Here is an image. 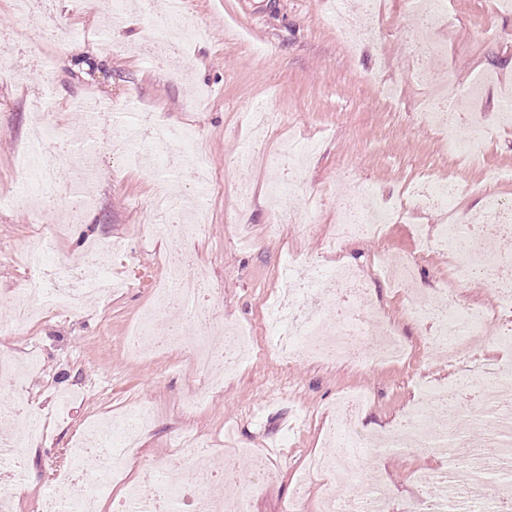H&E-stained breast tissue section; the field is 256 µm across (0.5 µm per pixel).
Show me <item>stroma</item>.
Instances as JSON below:
<instances>
[{
    "label": "stroma",
    "instance_id": "obj_1",
    "mask_svg": "<svg viewBox=\"0 0 512 512\" xmlns=\"http://www.w3.org/2000/svg\"><path fill=\"white\" fill-rule=\"evenodd\" d=\"M127 2L121 33L112 39V53L106 54L98 37L112 15L109 0H97L92 11L85 0H51L50 10L86 35L78 43L84 67L64 66L68 46L36 42L25 50V79L0 75V190L21 185L15 158L33 125L30 104L45 93L38 77L48 56H55L60 64L53 79V122L64 136L55 162L62 182L78 187L88 151L96 153L93 196L81 223L61 227L58 258L81 266L91 244L116 240L121 251L100 250L97 261L104 269H122L132 282L113 295L109 310L93 303L80 312L0 334V351L36 352L40 367L27 378L29 409L57 420L51 440L22 451L31 478L19 482L0 476V491L9 496L11 512H39L46 494L64 492L57 474L70 462L73 435L85 422L136 401L150 408L154 422L140 441L138 455L123 465L103 497L102 512H112L113 498L137 484L143 470L153 468L166 476L188 467L174 445L179 431L192 429L215 440L209 469L221 472L228 425L247 448L236 464L241 475L237 490L248 495L249 512H289L296 477L308 457L333 452L325 438L334 418L327 407L341 390L370 393L359 428L362 434L382 436L396 429L412 404L416 389L411 374L447 378L448 361L431 346L428 329L408 318L410 296L372 279L369 298L376 316L400 328L412 349L410 365L359 370L349 364L304 361L284 375L273 337L263 336V354L211 392L204 405L194 406L200 378L187 353L178 349L137 357L122 343L129 327L151 305V290L170 248L164 225L143 236L140 204L161 186L186 187L183 165L160 168L147 157L137 167L126 168L109 157L107 143L117 130L140 124L149 113L170 127L190 126L202 134L203 159L224 191L205 202L209 232L189 242L194 262L186 271L204 269L212 284L205 304L224 329L232 330L258 319L277 286L273 273L288 257L370 269L379 249L376 239L349 240L337 253L325 248L336 204L350 181H365L378 195L395 199L424 169L437 177L451 172L475 181L493 170L512 168V124L498 120L499 86L512 83V13L498 11L496 0H450L448 17L437 34L442 50L433 66L455 75L456 83L447 93L456 102L459 127H466L474 111L483 113L488 123L484 162L471 167L448 156L439 135L418 121L423 90L412 77L413 0H377L373 16L363 12L361 0H349V11L360 26H373L379 18L386 25L380 38L360 44L354 53L337 39L326 0H188L205 35L188 47L190 76L180 82L169 78L161 54L147 55L141 43L143 27L161 20L164 0ZM488 28L498 31V41L485 39ZM372 70L379 84L364 81ZM480 71L494 73L496 81L473 104L461 91ZM384 85L394 89L395 102L383 98ZM86 95L121 102L125 108L90 133L70 108L73 99ZM262 106L276 112L278 120L264 140L255 142L247 138L245 125L249 112ZM291 137L319 143L301 170L309 193L325 199L321 212H309L300 195L278 188L288 179L287 170L276 166L278 153ZM245 153L251 157L252 202L242 209L236 162ZM279 212L298 215L300 221L275 227ZM35 230L27 210L0 209V327L10 322L13 300L37 280V271L17 261ZM265 444L272 447L268 463L276 477L271 481L254 473L249 454ZM436 460L423 447L357 457L343 477H314L302 510L316 512L318 499L326 493L363 497L365 475L374 468L382 485V512H413L420 494L414 476Z\"/></svg>",
    "mask_w": 512,
    "mask_h": 512
}]
</instances>
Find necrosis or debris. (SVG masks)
<instances>
[{"label":"necrosis or debris","mask_w":512,"mask_h":512,"mask_svg":"<svg viewBox=\"0 0 512 512\" xmlns=\"http://www.w3.org/2000/svg\"><path fill=\"white\" fill-rule=\"evenodd\" d=\"M447 14L448 0H424L418 14L413 75L417 83L431 89L422 101L420 114L422 118L441 122L451 153L477 161L483 156L487 141L484 120L473 118L467 130H460L447 94L432 90L436 83L449 86L454 82L453 74H437L431 65L440 50L436 27ZM194 38V29L182 17L172 16L165 25L150 29L144 43L146 48L177 55L181 44ZM39 109L43 118L27 139L23 190L18 194H1L0 206L24 205L33 223L38 224L50 203L62 214L64 223H79L83 212L74 206L73 194L60 190L56 169L49 161L60 135L49 120L55 110L53 98L42 99ZM149 131L151 139L147 142L135 134L118 136L110 143L111 154L128 165L139 159L146 144L164 159L173 154L190 157L197 153L195 132L179 131L156 121L150 123ZM511 179L512 172L508 170L492 173L478 187L486 203L484 212L468 217L462 224L433 225L422 252L397 267L378 271L380 277L396 282L398 287H412L413 270L423 260L425 251L441 247L454 259L453 277L457 283L479 278L495 289L500 302L493 310L462 303L455 290L444 288L412 309L416 322L429 328L433 347L447 357L450 365L456 366V378L442 387H421L404 423L382 438L361 434L358 429L369 401L367 394L359 390L343 395L336 404V426L332 431L337 452L317 459L313 464L315 470L343 471L345 464L366 448L427 447L439 452L441 461L436 470L418 479L423 495L417 512H482L487 504L512 500V360L492 363L482 353L487 326L494 321H512V256L493 247L496 240L512 235V205L499 199L494 189L497 182ZM461 192L462 187L454 178L418 177L409 181L407 199L391 203L378 199L369 185L352 183L336 207V231L330 242L338 245L358 237L383 238L386 225L411 223L415 215L430 208L452 209ZM144 208L151 220L170 222L172 254L164 269L166 287L154 289L150 310L126 336L125 344L143 354L175 347L186 349L199 376L222 381L260 356L256 329L251 326L235 335H225L203 304L211 288L206 274H184L185 243L205 235L208 227L181 222L179 193L154 195ZM62 273V280L53 289L43 292L30 288L14 300L11 330L26 328L39 313H75L88 303L111 299V272L90 276L83 269L68 266ZM277 276L284 284V292L275 304L264 309L262 319L277 337L281 364L313 360L376 366L405 356L406 347L394 329L377 320L360 318V309L367 306V281L357 268L339 265L314 274L303 261L292 257L278 269ZM331 279L336 282L337 294L333 322L324 323L313 314L300 315V302L317 296L322 284ZM174 306L188 313L193 323L192 335L155 334L156 316ZM363 343L369 346L367 354L354 352V345ZM26 401V396L20 393L12 402L0 404V427L12 431L8 444L0 447L1 461L14 459L17 449L30 447L44 433V422L41 417L31 416ZM464 418L480 424V432L461 434L459 424ZM149 425L150 410L140 405L119 417L85 426L81 443L70 449L69 468L60 474L61 483L70 492L45 497L42 512H97V495L107 491L113 473L129 456L132 440ZM177 440L190 460L189 475L167 480L147 471L139 485L124 499L114 502V512H249L246 495L225 493L227 487L238 481L234 454L226 455L223 473L212 474L203 482L198 474L207 468L210 441L189 431L179 432ZM451 445L470 451L466 480H459L458 463L445 452ZM89 458L97 463V480L93 483L88 482L83 470V463Z\"/></svg>","instance_id":"necrosis-or-debris-1"}]
</instances>
